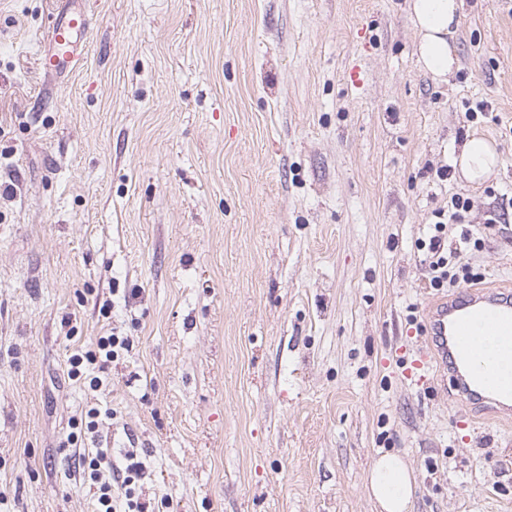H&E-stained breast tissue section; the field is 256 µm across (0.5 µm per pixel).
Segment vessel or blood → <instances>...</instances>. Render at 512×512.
<instances>
[{
    "mask_svg": "<svg viewBox=\"0 0 512 512\" xmlns=\"http://www.w3.org/2000/svg\"><path fill=\"white\" fill-rule=\"evenodd\" d=\"M89 27L84 12L62 8L44 64L71 69L80 57L76 38ZM423 318L428 341L412 362L415 378L439 363L462 409L512 419V289L466 287L435 297L426 302Z\"/></svg>",
    "mask_w": 512,
    "mask_h": 512,
    "instance_id": "vessel-or-blood-1",
    "label": "vessel or blood"
}]
</instances>
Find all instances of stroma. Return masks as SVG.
<instances>
[{
	"label": "stroma",
	"mask_w": 512,
	"mask_h": 512,
	"mask_svg": "<svg viewBox=\"0 0 512 512\" xmlns=\"http://www.w3.org/2000/svg\"><path fill=\"white\" fill-rule=\"evenodd\" d=\"M415 42L407 0H0V512H95L59 447L92 407L148 512H376L380 452L411 512H512V423L406 375L453 194L504 208L463 262L512 283V0H464L447 81ZM472 134L497 169L440 180ZM106 333L93 391L67 360ZM89 27L90 22L84 12L64 6L56 18L53 17L50 47L43 58V67L48 70L49 64L55 71L71 69L80 57L76 38L78 34L87 32ZM415 475L399 455L384 453L372 462L364 481L369 499L380 512H408Z\"/></svg>",
	"instance_id": "1"
}]
</instances>
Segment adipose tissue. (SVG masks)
<instances>
[{
  "mask_svg": "<svg viewBox=\"0 0 512 512\" xmlns=\"http://www.w3.org/2000/svg\"><path fill=\"white\" fill-rule=\"evenodd\" d=\"M463 0H408L409 19L417 33L415 54L433 78H447L456 64L451 40L459 22ZM463 177L472 183L489 178L498 165L494 146L479 135L465 139L456 157ZM415 476L399 455L385 453L372 462L364 481L378 512H409Z\"/></svg>",
  "mask_w": 512,
  "mask_h": 512,
  "instance_id": "obj_1",
  "label": "adipose tissue"
}]
</instances>
